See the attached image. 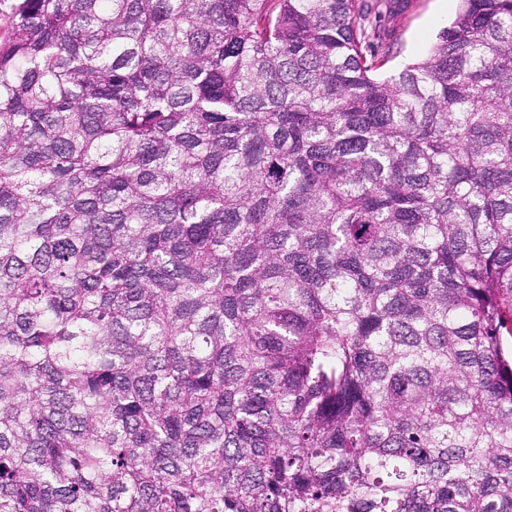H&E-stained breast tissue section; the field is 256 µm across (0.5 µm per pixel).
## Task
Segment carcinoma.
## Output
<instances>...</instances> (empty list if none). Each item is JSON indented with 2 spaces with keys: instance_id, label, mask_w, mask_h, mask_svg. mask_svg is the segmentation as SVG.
I'll return each instance as SVG.
<instances>
[{
  "instance_id": "carcinoma-1",
  "label": "carcinoma",
  "mask_w": 512,
  "mask_h": 512,
  "mask_svg": "<svg viewBox=\"0 0 512 512\" xmlns=\"http://www.w3.org/2000/svg\"><path fill=\"white\" fill-rule=\"evenodd\" d=\"M0 0V512H512V0ZM391 8L377 17L378 26L389 28L400 52L382 70L389 74L405 63L424 56L437 33L455 17L458 1L446 0L442 8L438 0H393Z\"/></svg>"
}]
</instances>
